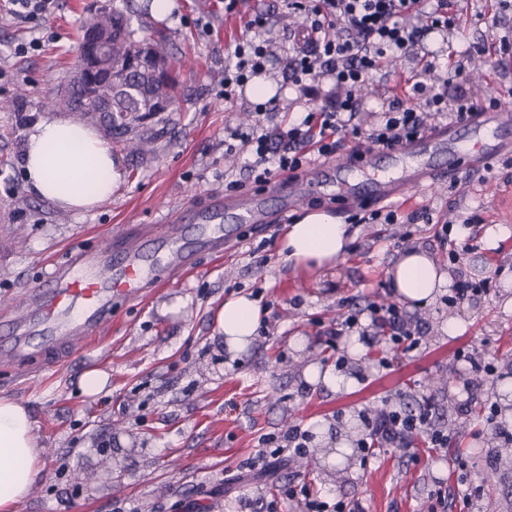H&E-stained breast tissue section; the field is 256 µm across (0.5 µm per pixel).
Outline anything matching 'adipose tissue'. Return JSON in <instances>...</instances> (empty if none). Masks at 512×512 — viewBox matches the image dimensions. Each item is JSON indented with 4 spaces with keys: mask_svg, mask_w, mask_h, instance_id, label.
<instances>
[{
    "mask_svg": "<svg viewBox=\"0 0 512 512\" xmlns=\"http://www.w3.org/2000/svg\"><path fill=\"white\" fill-rule=\"evenodd\" d=\"M29 189L61 208L86 212L111 197L120 178L101 133L58 121L39 123L24 156ZM349 230L336 215L311 210L286 226L281 253L297 266L318 270L336 266L348 250ZM399 299L424 307L449 288L452 279L425 250H403L389 271ZM255 300L238 295L225 301L218 329L232 350L247 349L259 322ZM45 476L38 422L21 401L0 396V512H16L31 488Z\"/></svg>",
    "mask_w": 512,
    "mask_h": 512,
    "instance_id": "1",
    "label": "adipose tissue"
}]
</instances>
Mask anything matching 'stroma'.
I'll return each instance as SVG.
<instances>
[{
  "instance_id": "obj_1",
  "label": "stroma",
  "mask_w": 512,
  "mask_h": 512,
  "mask_svg": "<svg viewBox=\"0 0 512 512\" xmlns=\"http://www.w3.org/2000/svg\"><path fill=\"white\" fill-rule=\"evenodd\" d=\"M171 2L163 17L153 14L152 0H133V8L138 24L169 35L181 94L170 111L132 120L137 134L151 138V151L133 154L113 145L121 177L111 198L84 213L31 192L23 156L37 123L79 119L46 101L74 69L85 7H119L123 0H57L33 32L0 16V100L8 103L0 110V330L22 312L31 291L45 287L51 264L68 258L71 249L100 248L117 227L131 235L160 223L167 228L164 242L150 248L157 266L146 274L142 291L117 300L111 322L92 343L44 352V331L32 324L28 356L0 359V395L23 401L35 415L47 471L17 512H117L129 499L141 512H187L191 502L212 512H240L243 498L253 512H265L272 500L278 512H299L280 496L281 485L291 481L359 502L364 512H426L430 491L453 480L451 463L459 455L483 487L479 512H512V455L499 451L486 409L458 410L467 397L463 384L472 382L478 400L497 403L499 422L512 429V236L487 245L488 229H512V146L487 168L458 161L454 180L442 182L425 200L406 194L402 212L427 206L430 224L421 218L409 227L351 224L349 210L336 200V181L355 184L366 174L337 172L332 157L318 172L316 188L305 189L297 179L271 191L225 153L230 131L252 117L250 97L230 104L221 96L224 65L228 46L242 37L252 14H268L280 57L287 52L282 30L296 28L301 14L289 9V0H243L232 16L225 15L224 0ZM462 8L458 29L427 40L428 50L463 63L448 73L449 97L506 95L512 70H496L495 56L471 48L512 30V6L463 0ZM32 35L44 38L43 49L15 55V43ZM419 69L417 58L401 56L361 87L363 129L377 122L383 102L402 95L405 78ZM265 81L273 92L268 109L278 121L300 116L307 103L321 104L333 89L322 79L313 84L314 99L301 97L279 63ZM228 168L239 181L232 191L224 186ZM218 197L229 202L222 223L230 242L220 254L191 222L194 209ZM246 199L266 203L252 226L239 222L231 206ZM304 209H322L350 223L349 250L334 269L310 271L283 259V227ZM441 220L468 227L473 250L449 261V247L437 235ZM405 232L409 246L427 250L454 279H487L492 289L454 308L439 301L407 307L422 328L423 345L384 370L378 366L389 354L383 341L356 354L351 337H342L335 349L328 339L343 313L394 300L388 270ZM256 287L266 289L274 303L261 316L266 331L255 334L246 351L230 355L218 332V312L228 296ZM451 320L464 322L461 335L442 332ZM462 349L493 360L498 378L456 363ZM340 354L347 373L357 378L352 390L336 393L310 380L311 370L334 369ZM90 370L106 377L95 395L80 386ZM388 398L411 409L431 399L436 424L451 435L447 450L419 440L414 449L379 448L373 459L362 460L358 413ZM321 424L327 434H317ZM292 425L313 431L308 455L286 460L274 477L247 474L259 437ZM335 452L341 463L332 462Z\"/></svg>"
}]
</instances>
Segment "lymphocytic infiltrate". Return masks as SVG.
<instances>
[{
  "mask_svg": "<svg viewBox=\"0 0 512 512\" xmlns=\"http://www.w3.org/2000/svg\"><path fill=\"white\" fill-rule=\"evenodd\" d=\"M455 0H291V9L302 12L303 30L284 71L288 83L307 91L309 81L329 78L342 97L329 99L310 109L298 121L267 125L262 121L267 113L263 103L255 104L257 119L249 130H233L232 139L241 142L248 153L245 169L255 183L268 184L273 177L304 169L312 159L329 158L343 147L345 140L367 139L383 148L415 139L428 128L431 116H449L464 123L483 107L499 105L496 94L476 99L465 95L455 100L435 92L419 78L408 81L406 100H394L382 110L379 121L363 131L356 122L361 101L355 92L388 57L406 55L423 46L436 31L454 29L457 14ZM411 15H422L426 25L407 26ZM268 19L257 14L245 24L247 35L238 40L233 54L234 64L225 66L222 94L232 100L237 90L246 88L251 77L266 71L275 59L270 41L264 39ZM338 332H358L363 339L378 336L391 351L380 359V368L392 365L395 354L418 351L423 342L420 325L410 319L395 303H369L357 312L344 315ZM359 417L364 432L357 446L363 455L373 448H411L415 436H423L429 447L448 445L447 431L435 426L432 405L423 402L407 411L396 401L385 400L376 411H361ZM313 438L311 431L292 426L277 436H263L254 457L262 469H269L283 454L306 456Z\"/></svg>",
  "mask_w": 512,
  "mask_h": 512,
  "instance_id": "1",
  "label": "lymphocytic infiltrate"
}]
</instances>
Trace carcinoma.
Here are the masks:
<instances>
[{"instance_id":"1","label":"carcinoma","mask_w":512,"mask_h":512,"mask_svg":"<svg viewBox=\"0 0 512 512\" xmlns=\"http://www.w3.org/2000/svg\"><path fill=\"white\" fill-rule=\"evenodd\" d=\"M130 8L89 12L83 30L101 28L112 43V78L92 72L68 94L47 100L59 111L72 99H82L87 111L96 112L103 102L112 103V138L134 152H144L149 139L129 135L128 114L157 112L160 104L175 98L178 75L170 63L167 36L159 31L137 39Z\"/></svg>"}]
</instances>
